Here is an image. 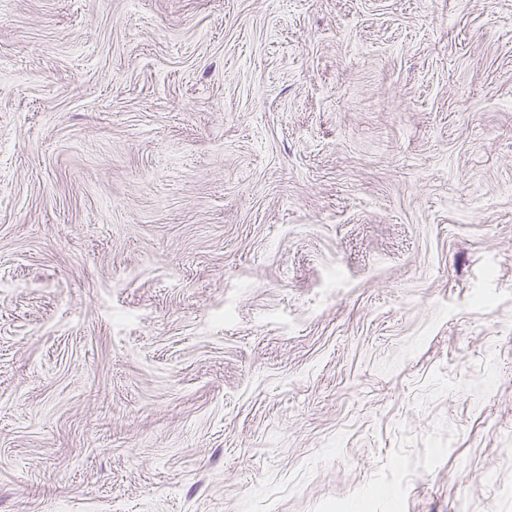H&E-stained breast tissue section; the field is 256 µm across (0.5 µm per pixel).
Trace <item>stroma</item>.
<instances>
[{"label": "stroma", "instance_id": "1", "mask_svg": "<svg viewBox=\"0 0 512 512\" xmlns=\"http://www.w3.org/2000/svg\"><path fill=\"white\" fill-rule=\"evenodd\" d=\"M0 512H512V0H0Z\"/></svg>", "mask_w": 512, "mask_h": 512}]
</instances>
